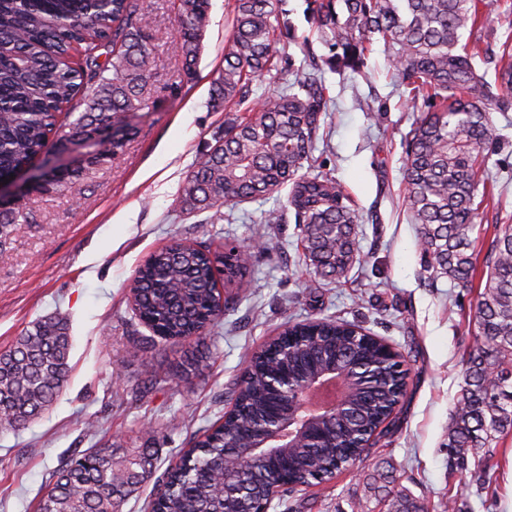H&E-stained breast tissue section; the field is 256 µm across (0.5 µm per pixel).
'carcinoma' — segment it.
Instances as JSON below:
<instances>
[{
    "label": "carcinoma",
    "instance_id": "obj_1",
    "mask_svg": "<svg viewBox=\"0 0 512 512\" xmlns=\"http://www.w3.org/2000/svg\"><path fill=\"white\" fill-rule=\"evenodd\" d=\"M281 2L231 0L224 67L211 88L213 106L227 112L224 135L186 177L180 198L188 215L210 212L230 222L240 205L288 189L303 261L319 280L333 282L358 253V215L331 173L311 163L329 88L287 56L295 27ZM305 3L316 40L328 50L321 63L329 70L359 72L373 45L383 43L388 70L420 112L404 138V194L418 225L423 271L430 282L446 278L457 288L480 280L475 330L463 345V379L445 444L446 509L453 510L454 483H490L500 441L512 436V224L492 225L483 256L476 237L485 209L478 187L491 146L490 112L512 109V43L503 44L491 83L476 67L485 50L461 43V36L497 11L498 0ZM209 10V0H171L169 19L180 32L176 61L188 82L196 77ZM148 25L139 0H0V179L32 165L49 147L66 150L95 139L111 122L123 124L131 112L152 109ZM274 70L288 76L284 87L250 99L253 82ZM122 148L112 143L87 155L80 168L65 178L48 177L38 192H67ZM32 220L22 204L0 209L1 260L8 258L9 227ZM250 261L249 253L234 256L221 246L175 241L137 267L128 300L153 335L183 344L223 319L227 300L218 279L244 285ZM70 350L67 322L46 317L0 353L1 428L21 430L52 405L68 380ZM208 358V352L186 349L175 374L188 380ZM404 363L400 351L351 323L288 325L251 355L231 391L233 411L157 480L151 512H224V436L255 440L274 413L288 412L273 387L279 376L301 381L343 368L355 373L348 410L314 422L312 435L247 466L231 484L242 507L254 512L267 501L269 484H283L285 495L332 480L340 468L361 460L358 443L395 424L406 394ZM155 455L147 446L97 444L57 469L38 512H120L152 477ZM392 483L370 484L382 495L385 512H429L425 502Z\"/></svg>",
    "mask_w": 512,
    "mask_h": 512
}]
</instances>
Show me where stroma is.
I'll return each instance as SVG.
<instances>
[{"label": "stroma", "mask_w": 512, "mask_h": 512, "mask_svg": "<svg viewBox=\"0 0 512 512\" xmlns=\"http://www.w3.org/2000/svg\"><path fill=\"white\" fill-rule=\"evenodd\" d=\"M155 67L150 112L128 117L122 152L89 171L63 195L31 196L35 215L11 228L9 258L0 261V351L46 316L65 317L72 330L68 381L52 407L23 431L0 429V512H37L61 462L118 436L157 450L163 474L180 449L219 422L231 407L249 352L289 321L340 319L383 338L403 353L407 394L392 431L370 445L358 466L306 489L273 512H352L370 497L372 475L394 471L401 486L437 512L448 489L445 433L462 381L463 341L472 334L477 288L447 279L428 283L403 194V140L417 118L375 44L364 74L325 72L331 100L313 154L344 186L359 216L362 258L345 278L314 279L296 249L295 222L269 224L282 200L244 204L234 223L202 222L186 214L180 187L217 136L225 112L211 108L210 90L224 66L231 32L227 0H211L210 22L194 81L179 77L177 25H153L169 0H140ZM497 150L488 161L493 200L483 223L512 215V111L491 115ZM180 239L245 247L254 253L249 299L225 311L199 342L213 357L201 375H173L181 346L161 341L133 316L127 284L153 250ZM158 380L142 387L148 373ZM96 421L88 431L87 421ZM492 477L497 496L460 488L464 512H512V437L499 447Z\"/></svg>", "instance_id": "obj_1"}]
</instances>
